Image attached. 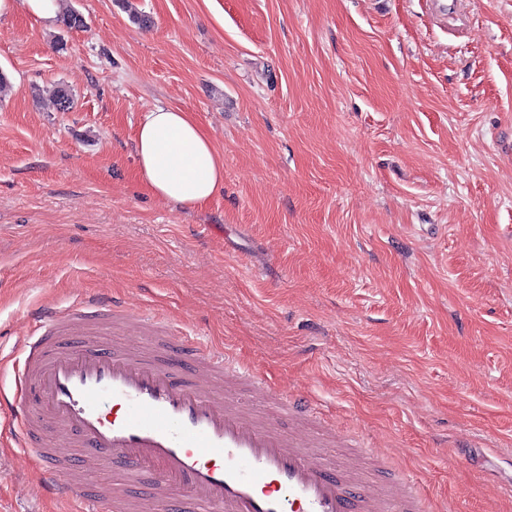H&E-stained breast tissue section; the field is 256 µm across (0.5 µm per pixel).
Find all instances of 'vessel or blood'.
Instances as JSON below:
<instances>
[{"label":"vessel or blood","mask_w":512,"mask_h":512,"mask_svg":"<svg viewBox=\"0 0 512 512\" xmlns=\"http://www.w3.org/2000/svg\"><path fill=\"white\" fill-rule=\"evenodd\" d=\"M33 319L40 333L22 340V361L0 363L16 384L0 408L59 501L84 512H426L413 475L378 483L323 452L324 434L283 428L288 415L320 424L305 395L250 406L239 390H263L260 372L107 290L78 310L42 304ZM116 320L150 329L152 347L107 342ZM95 473L107 487L83 484Z\"/></svg>","instance_id":"b4317fda"}]
</instances>
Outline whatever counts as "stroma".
<instances>
[{
    "instance_id": "obj_1",
    "label": "stroma",
    "mask_w": 512,
    "mask_h": 512,
    "mask_svg": "<svg viewBox=\"0 0 512 512\" xmlns=\"http://www.w3.org/2000/svg\"><path fill=\"white\" fill-rule=\"evenodd\" d=\"M63 2L84 28L0 19V358L106 288L447 512H512V0ZM158 106L224 157L205 206L136 177ZM37 467L0 418V512H63Z\"/></svg>"
}]
</instances>
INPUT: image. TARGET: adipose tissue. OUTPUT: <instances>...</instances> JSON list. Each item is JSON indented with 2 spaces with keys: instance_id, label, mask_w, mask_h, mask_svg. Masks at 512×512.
I'll list each match as a JSON object with an SVG mask.
<instances>
[{
  "instance_id": "1",
  "label": "adipose tissue",
  "mask_w": 512,
  "mask_h": 512,
  "mask_svg": "<svg viewBox=\"0 0 512 512\" xmlns=\"http://www.w3.org/2000/svg\"><path fill=\"white\" fill-rule=\"evenodd\" d=\"M138 177L162 199L200 205L224 183V157L190 113L158 106L136 131Z\"/></svg>"
}]
</instances>
